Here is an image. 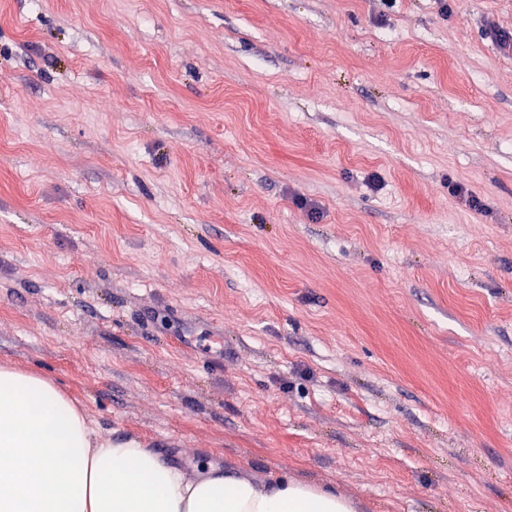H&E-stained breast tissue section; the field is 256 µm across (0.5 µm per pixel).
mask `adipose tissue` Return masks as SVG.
<instances>
[{
  "label": "adipose tissue",
  "mask_w": 512,
  "mask_h": 512,
  "mask_svg": "<svg viewBox=\"0 0 512 512\" xmlns=\"http://www.w3.org/2000/svg\"><path fill=\"white\" fill-rule=\"evenodd\" d=\"M336 490L203 461L196 475L134 438H103L52 379L0 364V512H356Z\"/></svg>",
  "instance_id": "ef3b65f1"
}]
</instances>
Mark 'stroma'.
Segmentation results:
<instances>
[{"label": "stroma", "instance_id": "35a3bbf8", "mask_svg": "<svg viewBox=\"0 0 512 512\" xmlns=\"http://www.w3.org/2000/svg\"><path fill=\"white\" fill-rule=\"evenodd\" d=\"M448 2L0 0V364L184 469L512 512V0Z\"/></svg>", "mask_w": 512, "mask_h": 512}]
</instances>
